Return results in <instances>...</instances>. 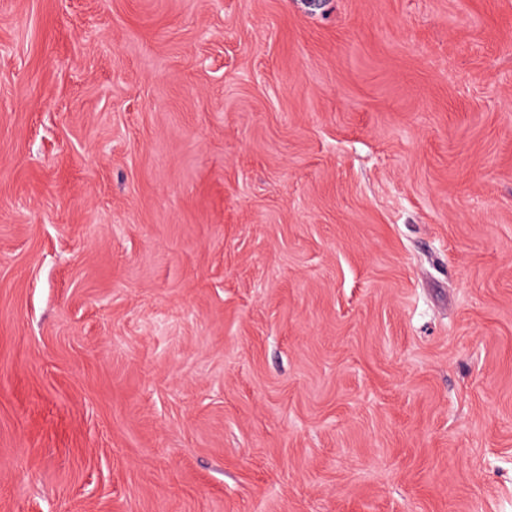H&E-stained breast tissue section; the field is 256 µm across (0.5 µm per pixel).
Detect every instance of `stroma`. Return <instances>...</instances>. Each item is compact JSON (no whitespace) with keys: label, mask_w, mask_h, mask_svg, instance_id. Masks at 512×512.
<instances>
[{"label":"stroma","mask_w":512,"mask_h":512,"mask_svg":"<svg viewBox=\"0 0 512 512\" xmlns=\"http://www.w3.org/2000/svg\"><path fill=\"white\" fill-rule=\"evenodd\" d=\"M0 512H512V0H0Z\"/></svg>","instance_id":"stroma-1"}]
</instances>
